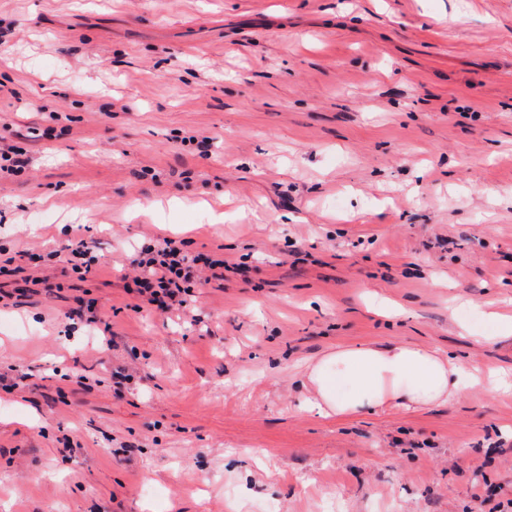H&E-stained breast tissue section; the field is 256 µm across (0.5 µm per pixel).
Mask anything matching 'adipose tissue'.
Segmentation results:
<instances>
[{"mask_svg": "<svg viewBox=\"0 0 512 512\" xmlns=\"http://www.w3.org/2000/svg\"><path fill=\"white\" fill-rule=\"evenodd\" d=\"M477 365L411 342L340 345L310 359L302 374L303 411L349 418L435 407L478 384Z\"/></svg>", "mask_w": 512, "mask_h": 512, "instance_id": "obj_1", "label": "adipose tissue"}]
</instances>
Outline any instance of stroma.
<instances>
[{
  "label": "stroma",
  "instance_id": "35a3bbf8",
  "mask_svg": "<svg viewBox=\"0 0 512 512\" xmlns=\"http://www.w3.org/2000/svg\"><path fill=\"white\" fill-rule=\"evenodd\" d=\"M213 139L199 156L194 138ZM0 501L11 512H489L512 393L298 412L300 361L512 339V0H0ZM223 197L224 220L213 201ZM78 225L102 264L34 269ZM249 267L134 310L141 246ZM40 272L53 291L22 280ZM447 285L432 287L431 275ZM95 298L113 343L69 318ZM132 380L116 385L114 370ZM26 152L16 146H8L7 149L0 148V178L2 173L17 175L25 170L27 158Z\"/></svg>",
  "mask_w": 512,
  "mask_h": 512
}]
</instances>
